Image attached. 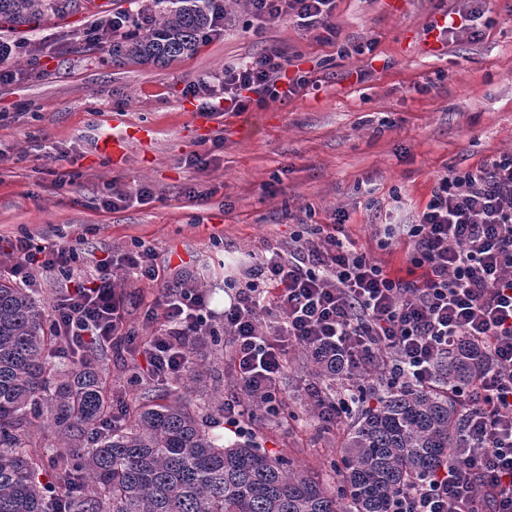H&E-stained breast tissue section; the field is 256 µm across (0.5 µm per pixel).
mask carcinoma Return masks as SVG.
Segmentation results:
<instances>
[{"label":"carcinoma","mask_w":512,"mask_h":512,"mask_svg":"<svg viewBox=\"0 0 512 512\" xmlns=\"http://www.w3.org/2000/svg\"><path fill=\"white\" fill-rule=\"evenodd\" d=\"M70 5L0 0V17L20 24ZM220 10L214 0H145L123 15L129 25L112 36V57L168 64L190 55ZM49 317L34 289L0 276V512H56L60 500L67 512H390L413 480L466 448L448 387L474 380L482 356L469 345L438 365L433 388H372L378 406L349 427L331 486L283 454L209 435L206 408L176 398L180 379L162 396L132 399L112 424L99 352L84 350L72 368L55 365ZM32 417L45 418L53 434L46 460L29 452L43 447ZM46 464L52 493L39 480Z\"/></svg>","instance_id":"1"}]
</instances>
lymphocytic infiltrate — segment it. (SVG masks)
<instances>
[{
  "mask_svg": "<svg viewBox=\"0 0 512 512\" xmlns=\"http://www.w3.org/2000/svg\"><path fill=\"white\" fill-rule=\"evenodd\" d=\"M253 13L288 18L302 30L337 35L336 0H250ZM305 77H289L279 54L225 69L229 111H248L253 96L295 94ZM348 216L294 233L287 253L256 260L248 279H227L229 304L214 322L207 294L169 288L152 299L154 335L136 343L123 330L122 296L112 277L120 266L140 282L155 283L167 267L145 245L120 261L96 260L73 276L56 299L51 323L67 345L120 341L133 346L157 380L180 377L189 344L220 335L234 354L243 390L273 417L283 413L280 383L290 348L312 355L339 353L352 374L380 366L388 381L433 387L438 362L455 345L478 347L485 366L473 385L453 388L466 422L462 461L413 483L391 512H512V155L440 177L405 234L414 280L394 278L357 251L345 232ZM71 246L23 236L0 250V270L22 283L34 269L69 270Z\"/></svg>",
  "mask_w": 512,
  "mask_h": 512,
  "instance_id": "f902f5d3",
  "label": "lymphocytic infiltrate"
}]
</instances>
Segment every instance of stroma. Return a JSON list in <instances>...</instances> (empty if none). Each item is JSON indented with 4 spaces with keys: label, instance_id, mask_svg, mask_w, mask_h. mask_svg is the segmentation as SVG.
<instances>
[{
    "label": "stroma",
    "instance_id": "stroma-1",
    "mask_svg": "<svg viewBox=\"0 0 512 512\" xmlns=\"http://www.w3.org/2000/svg\"><path fill=\"white\" fill-rule=\"evenodd\" d=\"M460 0H337L340 34L326 41L288 19L259 24L250 8L226 13L220 32L166 66L128 64L109 39L91 31L103 13L134 9L133 0H75L73 12L21 26L0 22L8 44L0 69V240L29 234L76 247V270L92 257H121L141 243L169 260L161 284L115 269L125 330L148 341L155 325L146 303L160 288L209 292L224 309L225 276L272 252H287L298 224L349 219L357 247L394 276H406L408 245L379 244L386 214L408 224L448 169H473L512 154V0H490L476 32L460 31L429 50L430 22ZM276 51L289 75L309 85L285 100L245 112H209L222 94L224 69ZM209 79L210 90L200 89ZM150 127L131 142L122 165L99 153L106 135ZM200 165H193L194 157ZM149 187V199L137 197ZM128 199L105 208L115 193ZM102 365L114 392L135 398L164 392L149 377L131 382L143 360L104 344ZM197 375L181 394L200 403L212 393L245 400L226 344L190 352ZM313 356L288 353L281 388L289 409L308 405ZM242 438L289 454L320 475L341 448L344 426L313 419L276 421L252 409ZM214 435L234 440L223 426Z\"/></svg>",
    "mask_w": 512,
    "mask_h": 512
}]
</instances>
